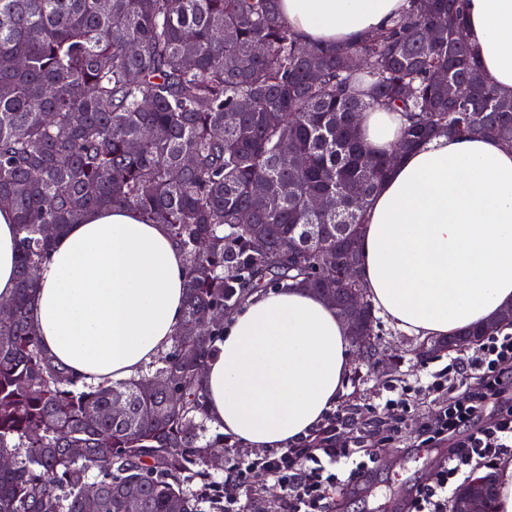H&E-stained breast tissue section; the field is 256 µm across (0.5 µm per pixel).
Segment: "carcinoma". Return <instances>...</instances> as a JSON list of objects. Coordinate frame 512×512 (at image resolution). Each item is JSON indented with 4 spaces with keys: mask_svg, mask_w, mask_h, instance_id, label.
<instances>
[{
    "mask_svg": "<svg viewBox=\"0 0 512 512\" xmlns=\"http://www.w3.org/2000/svg\"><path fill=\"white\" fill-rule=\"evenodd\" d=\"M463 7L407 0L385 28L341 46L303 41L279 0H0V207L18 224V288L0 320V512H85L91 485L101 512H201L210 449L230 447L210 433L201 380L224 317L268 288L366 293L341 266L361 264L347 242L392 160L365 145L360 114L402 113L403 149L487 128L512 145V96L484 82L448 95L480 69L455 38ZM226 112L238 121L224 124ZM353 184L348 226L308 207ZM105 205L168 226L187 262L184 319L141 378L78 389L40 347L30 310L54 238ZM244 210L253 223L239 222ZM494 333L433 346L462 351Z\"/></svg>",
    "mask_w": 512,
    "mask_h": 512,
    "instance_id": "1",
    "label": "carcinoma"
}]
</instances>
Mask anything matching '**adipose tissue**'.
Returning a JSON list of instances; mask_svg holds the SVG:
<instances>
[{
	"label": "adipose tissue",
	"mask_w": 512,
	"mask_h": 512,
	"mask_svg": "<svg viewBox=\"0 0 512 512\" xmlns=\"http://www.w3.org/2000/svg\"><path fill=\"white\" fill-rule=\"evenodd\" d=\"M406 0H281L305 41L354 45ZM465 33L483 78L512 96V0H466ZM398 113L365 112L374 150L400 143ZM366 291L396 328L448 336L512 307V148L441 135L403 154L380 184L359 239ZM17 226L0 209V302L17 288ZM31 321L77 382L125 381L164 352L184 315L186 264L167 228L101 207L56 239L37 273ZM352 365L335 309L303 289L252 294L206 358L208 423L248 448L301 441L333 409Z\"/></svg>",
	"instance_id": "1"
}]
</instances>
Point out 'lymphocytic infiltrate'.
Masks as SVG:
<instances>
[{"mask_svg":"<svg viewBox=\"0 0 512 512\" xmlns=\"http://www.w3.org/2000/svg\"><path fill=\"white\" fill-rule=\"evenodd\" d=\"M418 396L433 404L434 414L411 431L406 423ZM407 435L417 448L450 443L447 464L419 490L410 510L448 512L449 493L469 467L512 453V333L485 337L471 355L391 387L366 407L334 409L287 449L229 452L223 481L207 494L217 512H244L246 492L253 512H267L254 485L261 473L281 490L278 512H334L337 494L376 468L373 445Z\"/></svg>","mask_w":512,"mask_h":512,"instance_id":"obj_1","label":"lymphocytic infiltrate"}]
</instances>
